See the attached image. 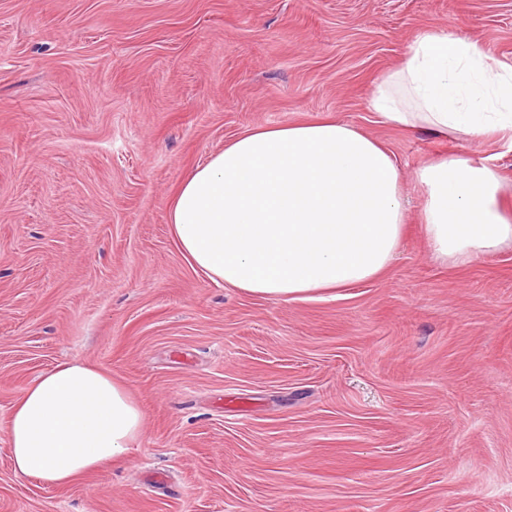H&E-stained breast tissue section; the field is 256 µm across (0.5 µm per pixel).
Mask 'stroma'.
Instances as JSON below:
<instances>
[{
    "instance_id": "1",
    "label": "stroma",
    "mask_w": 512,
    "mask_h": 512,
    "mask_svg": "<svg viewBox=\"0 0 512 512\" xmlns=\"http://www.w3.org/2000/svg\"><path fill=\"white\" fill-rule=\"evenodd\" d=\"M433 30L512 63V0H0V512H512V248L435 262L415 179L447 151L512 184V133L371 106ZM324 119L399 167L390 267L288 302L194 270L168 222L186 173ZM65 362L123 383L144 435L44 487L13 472L8 419Z\"/></svg>"
}]
</instances>
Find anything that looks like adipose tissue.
Here are the masks:
<instances>
[{"label": "adipose tissue", "instance_id": "1", "mask_svg": "<svg viewBox=\"0 0 512 512\" xmlns=\"http://www.w3.org/2000/svg\"><path fill=\"white\" fill-rule=\"evenodd\" d=\"M380 122L441 135L512 131V64L436 30L376 85ZM433 259L465 264L512 245L494 167L442 155L416 173ZM196 271L249 295L318 299L380 277L407 224L400 172L362 130L333 119L263 126L192 168L169 209ZM144 413L105 369L61 363L40 374L9 419L13 471L61 487L138 447Z\"/></svg>", "mask_w": 512, "mask_h": 512}]
</instances>
